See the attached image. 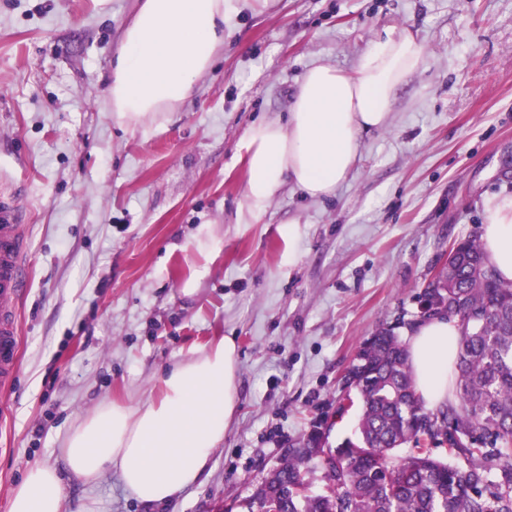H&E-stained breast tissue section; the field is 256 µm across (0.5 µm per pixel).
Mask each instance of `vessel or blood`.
Masks as SVG:
<instances>
[{
  "instance_id": "b4317fda",
  "label": "vessel or blood",
  "mask_w": 512,
  "mask_h": 512,
  "mask_svg": "<svg viewBox=\"0 0 512 512\" xmlns=\"http://www.w3.org/2000/svg\"><path fill=\"white\" fill-rule=\"evenodd\" d=\"M25 212L19 198L0 193V386L9 387L15 376L20 327L15 302L26 268Z\"/></svg>"
}]
</instances>
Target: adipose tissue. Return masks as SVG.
<instances>
[{
	"label": "adipose tissue",
	"mask_w": 512,
	"mask_h": 512,
	"mask_svg": "<svg viewBox=\"0 0 512 512\" xmlns=\"http://www.w3.org/2000/svg\"><path fill=\"white\" fill-rule=\"evenodd\" d=\"M248 2L141 0L112 64L114 118L134 127L174 111L211 68L226 18ZM423 62L422 46L406 29L383 30L353 73L313 62L286 122L259 124L247 137V214L262 215L286 183L312 199L334 195L352 172L363 137L388 125L399 90ZM480 240L501 280L511 282L512 197L487 200ZM460 331L458 320L443 316L406 329L417 390L431 407L448 402ZM159 384L158 397L133 406L104 401L76 422L62 442L63 467L87 485L116 472L146 506L196 484L238 406L234 339L222 337L172 363ZM60 468L29 467L11 492L8 512H86L63 493Z\"/></svg>",
	"instance_id": "obj_1"
}]
</instances>
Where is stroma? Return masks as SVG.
I'll return each mask as SVG.
<instances>
[{
    "label": "stroma",
    "mask_w": 512,
    "mask_h": 512,
    "mask_svg": "<svg viewBox=\"0 0 512 512\" xmlns=\"http://www.w3.org/2000/svg\"><path fill=\"white\" fill-rule=\"evenodd\" d=\"M137 0H0V193H20L27 268L18 368L0 390V512L101 400L157 394L160 372L219 338L239 353V404L200 481L154 512L243 502L327 420L353 434L342 377L419 296L484 204L512 195V0H272L224 26L211 69L174 111L122 127L111 60ZM424 50L388 127L364 138L335 196L284 185L249 219L243 143L285 119L317 60L351 73L376 33ZM298 226L296 238L282 225ZM91 512H145L117 474L63 477Z\"/></svg>",
    "instance_id": "obj_1"
}]
</instances>
